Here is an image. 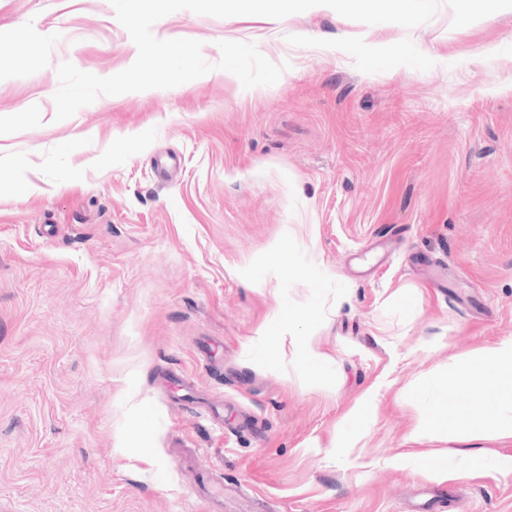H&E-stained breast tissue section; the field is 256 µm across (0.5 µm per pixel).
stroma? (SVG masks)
I'll use <instances>...</instances> for the list:
<instances>
[{"mask_svg": "<svg viewBox=\"0 0 512 512\" xmlns=\"http://www.w3.org/2000/svg\"><path fill=\"white\" fill-rule=\"evenodd\" d=\"M451 20L404 29L432 52L409 70L360 50L393 29L324 6L179 10L155 37L213 64L255 43L278 82L214 69L59 121L60 63L108 77L137 47L110 0H0V512H207L204 471L239 490L224 512L426 486L512 512V438L408 439L512 340V11Z\"/></svg>", "mask_w": 512, "mask_h": 512, "instance_id": "35a3bbf8", "label": "stroma"}]
</instances>
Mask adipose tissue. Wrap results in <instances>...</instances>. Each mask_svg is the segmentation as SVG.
Instances as JSON below:
<instances>
[{
    "instance_id": "1",
    "label": "adipose tissue",
    "mask_w": 512,
    "mask_h": 512,
    "mask_svg": "<svg viewBox=\"0 0 512 512\" xmlns=\"http://www.w3.org/2000/svg\"><path fill=\"white\" fill-rule=\"evenodd\" d=\"M451 381L465 395V403L419 426L415 437L434 432L476 436L490 427L512 438V340L487 347L479 358L457 366Z\"/></svg>"
}]
</instances>
